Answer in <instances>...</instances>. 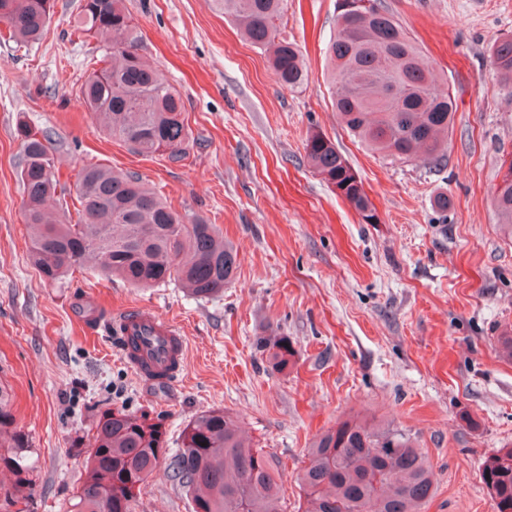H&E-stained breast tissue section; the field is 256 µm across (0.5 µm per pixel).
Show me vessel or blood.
I'll use <instances>...</instances> for the list:
<instances>
[{
  "label": "vessel or blood",
  "mask_w": 512,
  "mask_h": 512,
  "mask_svg": "<svg viewBox=\"0 0 512 512\" xmlns=\"http://www.w3.org/2000/svg\"><path fill=\"white\" fill-rule=\"evenodd\" d=\"M114 328L123 360L146 378L177 377L183 367L186 338L172 321L147 307H132L116 317Z\"/></svg>",
  "instance_id": "vessel-or-blood-1"
}]
</instances>
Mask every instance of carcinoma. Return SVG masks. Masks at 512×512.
<instances>
[{
    "label": "carcinoma",
    "mask_w": 512,
    "mask_h": 512,
    "mask_svg": "<svg viewBox=\"0 0 512 512\" xmlns=\"http://www.w3.org/2000/svg\"><path fill=\"white\" fill-rule=\"evenodd\" d=\"M248 41L270 54L279 85L298 88L307 80L293 43L279 37L284 0H213ZM346 9L337 0L336 34L327 46L334 104L349 132L369 150L392 162L439 164L448 149L455 102L439 88L434 70L394 17L377 0ZM54 0H0L8 38L35 42L44 34ZM77 28L108 32L101 67L80 94L87 110L106 120V131L142 156L189 155L184 101L141 54L142 35L122 0H81ZM491 65L512 83V38L494 42ZM25 192L24 219L29 255L48 285L68 272L89 270L118 277L136 288L175 281L195 298H209L235 277L233 246L216 225L187 217L150 191L135 173L88 164L75 190L55 167L47 135L18 124ZM317 173L368 223L376 220L363 184L336 145L319 133L304 144ZM75 194L62 212L46 208L55 195ZM500 227L512 240V162L493 192ZM271 368L282 373L294 363L286 336L258 340ZM11 395L0 386V464L15 476L12 506L31 484L33 469L25 436L13 429ZM190 497L193 512H281L274 462L243 438L233 416L205 410L186 424L173 454L164 432L145 414L126 409L103 413L95 446L72 512H131L135 491L161 466ZM481 479L497 512H512V448L488 457ZM301 512H420L432 496L427 461L410 434L391 425L354 420L338 423L311 445L301 474Z\"/></svg>",
    "instance_id": "1"
}]
</instances>
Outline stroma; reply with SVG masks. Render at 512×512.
<instances>
[{
  "instance_id": "1",
  "label": "stroma",
  "mask_w": 512,
  "mask_h": 512,
  "mask_svg": "<svg viewBox=\"0 0 512 512\" xmlns=\"http://www.w3.org/2000/svg\"><path fill=\"white\" fill-rule=\"evenodd\" d=\"M79 0H56L44 36L0 42V385L36 467L17 512H70L93 429L105 411L147 413L177 448L187 422L221 408L239 417L277 466L283 512H298L299 476L314 437L358 419L417 439L434 480L422 512H496L483 462L512 448V240L492 191L512 160V85L490 66L512 37V0H381L456 101L445 167L393 163L354 141L333 107L325 48L336 0H287L280 30L308 80L281 88L266 53L212 0H123L143 56L180 91L190 134L182 162L144 157L112 139L79 88L104 36H78ZM52 136L62 181L89 163L134 172L179 212L216 224L239 267L223 294L196 299L180 285L134 288L74 272L47 285L29 257L19 179L18 121ZM318 132L362 181L366 223L321 179L303 144ZM448 200L447 210L435 201ZM145 306L187 339L181 374L153 383L122 359L101 324ZM287 336L295 364L271 370L256 337ZM132 512H192L164 472L142 485Z\"/></svg>"
}]
</instances>
